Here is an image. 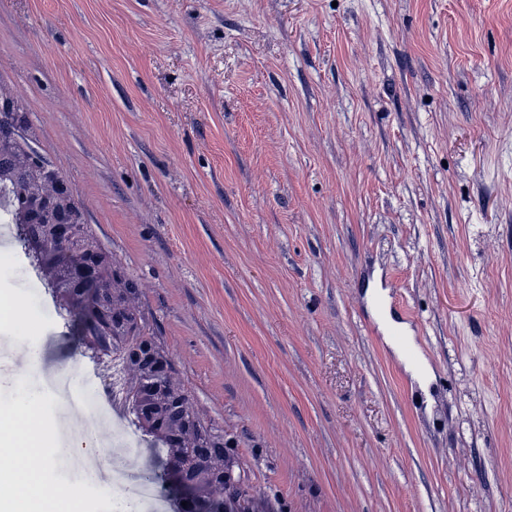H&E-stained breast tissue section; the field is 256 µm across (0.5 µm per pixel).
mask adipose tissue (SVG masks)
Listing matches in <instances>:
<instances>
[{
	"label": "adipose tissue",
	"mask_w": 512,
	"mask_h": 512,
	"mask_svg": "<svg viewBox=\"0 0 512 512\" xmlns=\"http://www.w3.org/2000/svg\"><path fill=\"white\" fill-rule=\"evenodd\" d=\"M35 371L14 378V393L0 399V456L9 461L0 469V512H83L78 488L46 498L51 464L43 454L47 443V398L32 389Z\"/></svg>",
	"instance_id": "ef3b65f1"
}]
</instances>
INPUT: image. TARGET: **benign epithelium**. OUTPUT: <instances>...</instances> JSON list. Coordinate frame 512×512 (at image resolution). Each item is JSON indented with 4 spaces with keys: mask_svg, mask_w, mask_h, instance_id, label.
I'll return each instance as SVG.
<instances>
[{
    "mask_svg": "<svg viewBox=\"0 0 512 512\" xmlns=\"http://www.w3.org/2000/svg\"><path fill=\"white\" fill-rule=\"evenodd\" d=\"M25 126L14 95L0 92V148L13 149L15 163L31 176L20 191L30 204L12 214L29 254L60 299L84 312V334L120 357L127 373L126 401L138 423L165 442L170 474L189 491L184 512H253L235 462L213 446L211 429L172 372L170 353L140 335L138 288L86 229L84 210L64 176L21 145Z\"/></svg>",
    "mask_w": 512,
    "mask_h": 512,
    "instance_id": "1",
    "label": "benign epithelium"
}]
</instances>
